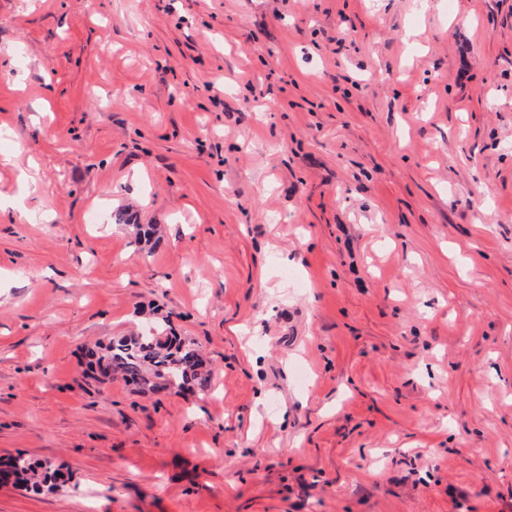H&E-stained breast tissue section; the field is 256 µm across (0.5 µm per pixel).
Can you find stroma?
<instances>
[{"label": "stroma", "mask_w": 512, "mask_h": 512, "mask_svg": "<svg viewBox=\"0 0 512 512\" xmlns=\"http://www.w3.org/2000/svg\"><path fill=\"white\" fill-rule=\"evenodd\" d=\"M0 196V512H512V0H0ZM167 319L156 321L148 332L113 338L85 348L87 371L101 383L121 375L143 394L195 388L206 392L211 371L195 344L176 336ZM64 465L31 461L23 454L0 460V482L37 492H53L68 480Z\"/></svg>", "instance_id": "1"}]
</instances>
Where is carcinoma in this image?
I'll return each instance as SVG.
<instances>
[{"label":"carcinoma","instance_id":"obj_1","mask_svg":"<svg viewBox=\"0 0 512 512\" xmlns=\"http://www.w3.org/2000/svg\"><path fill=\"white\" fill-rule=\"evenodd\" d=\"M135 244L157 247L161 239L155 224H136ZM87 371L105 383L116 375L132 384L143 394H158L163 390L180 392L195 388L206 392L211 386V371L195 344L176 336L161 319L148 332L136 336L113 338L85 348ZM68 480L64 465L49 460L37 462L19 453L0 460V482L53 492Z\"/></svg>","mask_w":512,"mask_h":512}]
</instances>
